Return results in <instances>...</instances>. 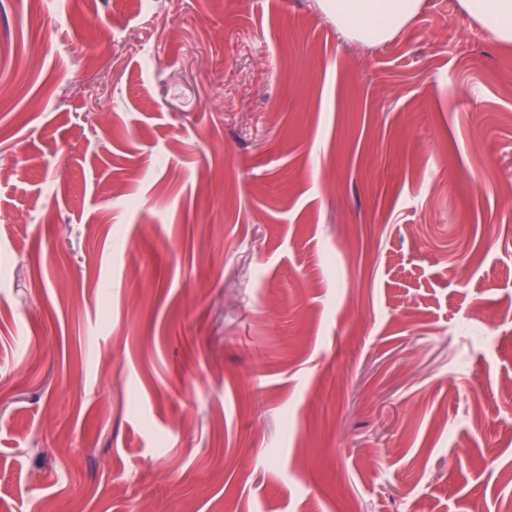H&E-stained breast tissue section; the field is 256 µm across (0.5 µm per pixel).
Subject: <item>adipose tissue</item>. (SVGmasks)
Returning <instances> with one entry per match:
<instances>
[{
	"mask_svg": "<svg viewBox=\"0 0 512 512\" xmlns=\"http://www.w3.org/2000/svg\"><path fill=\"white\" fill-rule=\"evenodd\" d=\"M422 0H319L320 8L348 40L378 45L393 38L420 10ZM473 22L512 44V0H459Z\"/></svg>",
	"mask_w": 512,
	"mask_h": 512,
	"instance_id": "adipose-tissue-1",
	"label": "adipose tissue"
}]
</instances>
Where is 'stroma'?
Returning <instances> with one entry per match:
<instances>
[{
    "label": "stroma",
    "mask_w": 512,
    "mask_h": 512,
    "mask_svg": "<svg viewBox=\"0 0 512 512\" xmlns=\"http://www.w3.org/2000/svg\"><path fill=\"white\" fill-rule=\"evenodd\" d=\"M510 491L512 45L458 0L381 45L317 0H0V512Z\"/></svg>",
    "instance_id": "1"
}]
</instances>
